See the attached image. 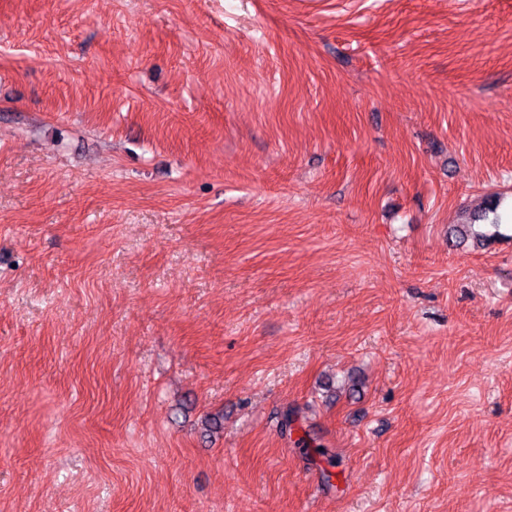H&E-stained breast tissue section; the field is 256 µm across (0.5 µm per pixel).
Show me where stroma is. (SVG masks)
<instances>
[{
    "mask_svg": "<svg viewBox=\"0 0 512 512\" xmlns=\"http://www.w3.org/2000/svg\"><path fill=\"white\" fill-rule=\"evenodd\" d=\"M0 512H512V0H0ZM498 205L496 201H490L485 204V207L481 211V213H477L471 216L470 221L467 224H461L456 226L454 230L458 233L462 238L471 237L477 243L482 242L488 239V236L485 232L481 230V225L486 226L489 225L493 228H498L500 224L497 223V217L492 219V221L488 224H477L479 221H487L489 217V213L495 214Z\"/></svg>",
    "mask_w": 512,
    "mask_h": 512,
    "instance_id": "35a3bbf8",
    "label": "stroma"
}]
</instances>
